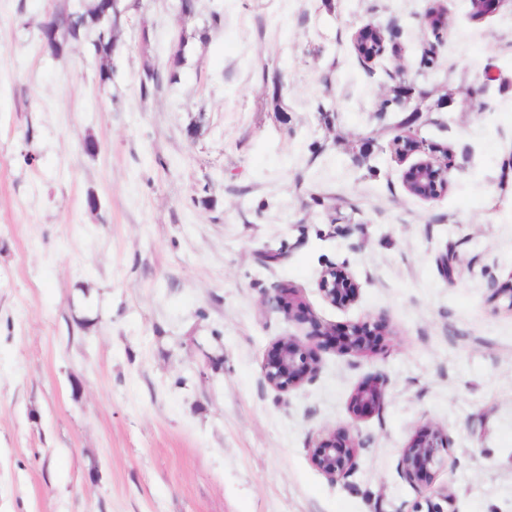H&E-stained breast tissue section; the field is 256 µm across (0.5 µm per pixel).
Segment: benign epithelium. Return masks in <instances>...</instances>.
<instances>
[{"mask_svg":"<svg viewBox=\"0 0 512 512\" xmlns=\"http://www.w3.org/2000/svg\"><path fill=\"white\" fill-rule=\"evenodd\" d=\"M353 43L359 59L370 63L386 50L385 28L369 22L355 33ZM417 148L418 139L409 131H401L392 139V149L401 160L408 159ZM450 171L451 164L446 159L438 164L418 160L405 170L403 183L410 195L431 200L448 190ZM317 286L323 299L333 305H348L358 298V283L345 267L324 269ZM272 301L288 320L310 325L307 342L302 343L293 335L281 336L273 343L271 355L263 361L264 380L277 393L297 390L317 377L314 349L321 336L331 337L335 347L345 355L364 358L371 354V347L363 340L366 325L353 323L345 331L336 332L335 328L305 315L300 295L286 284L275 288ZM384 400V382L376 378L361 382L350 397L354 419L361 420L380 411ZM361 447L360 440L349 430L339 428L323 434L308 452L317 469L328 480L338 482L356 471ZM450 448L448 429L437 422L427 421L414 429L397 461L399 475L411 487L419 491L433 489L449 506L453 505L455 494L446 486L434 488V482L438 471L447 463Z\"/></svg>","mask_w":512,"mask_h":512,"instance_id":"obj_1","label":"benign epithelium"}]
</instances>
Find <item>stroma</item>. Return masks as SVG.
<instances>
[{"instance_id": "stroma-1", "label": "stroma", "mask_w": 512, "mask_h": 512, "mask_svg": "<svg viewBox=\"0 0 512 512\" xmlns=\"http://www.w3.org/2000/svg\"><path fill=\"white\" fill-rule=\"evenodd\" d=\"M81 2L0 0V512H410L397 460L429 420L457 512H512V314L488 301L512 280V0H196L204 39L145 98L175 0H139L106 84L90 41L40 48ZM369 22L391 37L365 65ZM399 81L431 92L421 158L452 163L433 200L389 147ZM333 265L357 302L322 298ZM281 283L336 329L385 320L388 347L320 349L277 394L262 363L307 332L268 305ZM374 376L384 407L354 420ZM340 426L362 448L333 483L308 449ZM385 30L380 24L369 22L355 33L354 48L363 63H371L385 52Z\"/></svg>"}]
</instances>
